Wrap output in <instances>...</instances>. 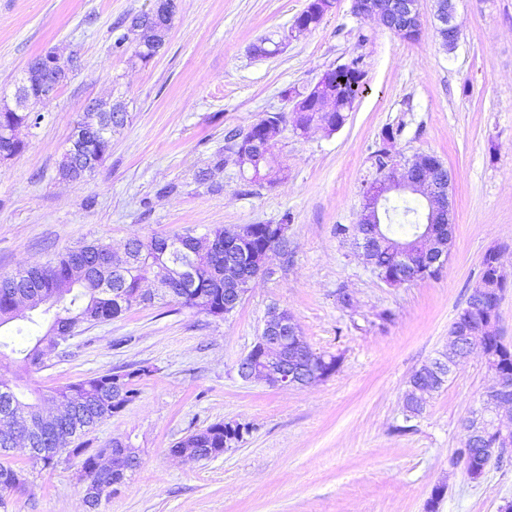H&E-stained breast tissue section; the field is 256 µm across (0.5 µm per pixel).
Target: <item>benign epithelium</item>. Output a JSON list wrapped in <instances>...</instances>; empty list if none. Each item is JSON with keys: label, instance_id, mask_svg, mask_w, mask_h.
Wrapping results in <instances>:
<instances>
[{"label": "benign epithelium", "instance_id": "benign-epithelium-1", "mask_svg": "<svg viewBox=\"0 0 512 512\" xmlns=\"http://www.w3.org/2000/svg\"><path fill=\"white\" fill-rule=\"evenodd\" d=\"M420 0H351L352 13L360 18L378 17L391 32L406 41L419 39L421 31ZM436 33L441 45L449 53L454 52L459 41V29L455 24L454 0H435ZM387 166L374 173L362 189V212L359 223L365 225L367 236L377 238L380 224L392 194L409 192L420 196L426 204L425 224L418 235L414 248L401 244L389 248L394 268L387 270L371 262L366 241L359 240L358 248L366 264L377 277L390 286H401L427 276L429 270L447 263L453 241V184L445 164L430 153H422L411 159H402L392 150H386ZM247 228L238 225L224 232V253L241 261L258 275L265 269L266 255L258 254L250 245ZM492 268L482 287L472 290L468 310L458 315L448 342V351L441 357L416 370L409 380L410 389L405 405L424 409L426 399L437 388L445 385L459 359L470 349L482 346L486 364L493 377V386L479 407L471 410L463 421L466 442L482 449L477 459H461L467 475L478 480L493 462L512 451V424L506 425L499 418V410L512 406V371L501 369L500 359L512 353L503 342L498 329V306L507 287V277L501 262V253L492 248L485 253ZM492 336L497 348L484 346V340ZM323 358L314 352L299 330L293 316L285 308L268 310L261 334L251 350L238 364L239 376L249 382L264 383L276 388H298L326 379L328 371L322 368ZM106 391L105 411L123 409L122 398L127 382L122 375L114 374L104 379ZM43 438L41 418H29L22 430L14 426L0 427V453L21 451L29 457L43 454L31 444ZM104 468L97 462L78 473L85 498H95L92 484Z\"/></svg>", "mask_w": 512, "mask_h": 512}]
</instances>
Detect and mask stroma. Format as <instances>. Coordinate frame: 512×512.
Returning a JSON list of instances; mask_svg holds the SVG:
<instances>
[{
    "instance_id": "1",
    "label": "stroma",
    "mask_w": 512,
    "mask_h": 512,
    "mask_svg": "<svg viewBox=\"0 0 512 512\" xmlns=\"http://www.w3.org/2000/svg\"><path fill=\"white\" fill-rule=\"evenodd\" d=\"M308 0H177L160 53L130 65L111 49V27L151 0H0V90L13 91L26 64L49 49L78 52L80 67L40 105L25 150L0 162V273L41 265L98 240L122 252L154 234L276 224L292 217L286 247L273 251L237 309L223 319L175 304L133 308L82 327L48 350L30 388L52 389L127 365L152 366L138 398L86 432L89 448L131 439L140 464L99 512H500L512 502V457L479 481L456 452L462 421L492 379L480 349L456 366L413 430L402 431L411 374L448 347L453 322L476 286L485 252L497 248L512 279V0H456L460 39L444 51L434 4L421 0V34L410 43L350 0L269 58L251 48L288 30ZM360 60L365 90L344 126L299 134L284 125L272 154L274 186H249L225 168L220 191L193 175L270 112H290L284 90L314 85L327 69ZM124 100L131 120L87 180L58 165L85 103ZM402 132L405 157L431 153L453 175L451 254L434 277L399 287L381 281L353 238L363 182L386 127ZM169 182L180 192L161 196ZM293 315L312 349L340 356L338 370L305 388L240 378L269 307ZM250 431L223 455L188 460L173 444L217 422ZM29 484L9 493L10 512H85L77 457L46 467L21 454Z\"/></svg>"
}]
</instances>
